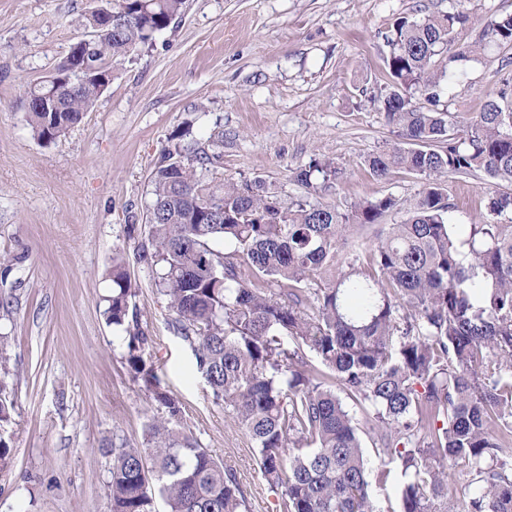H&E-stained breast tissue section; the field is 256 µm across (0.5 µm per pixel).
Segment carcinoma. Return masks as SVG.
Returning a JSON list of instances; mask_svg holds the SVG:
<instances>
[{
	"mask_svg": "<svg viewBox=\"0 0 512 512\" xmlns=\"http://www.w3.org/2000/svg\"><path fill=\"white\" fill-rule=\"evenodd\" d=\"M187 0H110L85 16L88 47L71 46L55 69L67 88L40 81L26 91L34 136L49 144L77 124L107 89L75 66L112 63L149 47L184 13ZM470 22L459 0L445 13L399 16L385 35L390 84L371 102L397 139L370 155V172L402 169L424 179L408 217L388 225L366 255L316 288L336 265L350 228L376 224L401 207L393 196L342 210L319 201L285 203L262 181L217 183L216 148L170 137L150 177L147 239L170 325L234 423L251 438L279 512H380L370 480L401 472V512H512V193L488 192L486 214L459 239L448 221L450 175L482 171L512 184V92L489 96L463 124L441 107L452 63L477 49L453 50ZM484 39L512 46V14L487 21ZM320 155L291 170L308 194L339 178ZM224 241L232 250L215 248ZM265 277L277 286L255 287ZM121 264L112 266L108 323L125 333L127 362L168 416L152 420L143 447L125 443L112 456L109 512H154L158 484L168 512H250L233 469L178 427L179 406L140 352L148 343ZM314 352L324 367L306 364ZM362 411L360 425L333 386ZM380 465L371 469L361 433ZM470 479L449 487L444 463Z\"/></svg>",
	"mask_w": 512,
	"mask_h": 512,
	"instance_id": "obj_1",
	"label": "carcinoma"
}]
</instances>
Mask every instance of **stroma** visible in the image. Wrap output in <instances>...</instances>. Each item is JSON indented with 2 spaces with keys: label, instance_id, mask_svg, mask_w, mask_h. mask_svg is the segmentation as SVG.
Wrapping results in <instances>:
<instances>
[{
  "label": "stroma",
  "instance_id": "1",
  "mask_svg": "<svg viewBox=\"0 0 512 512\" xmlns=\"http://www.w3.org/2000/svg\"><path fill=\"white\" fill-rule=\"evenodd\" d=\"M100 0H0V353L12 404L0 425L11 465L0 471V512H109L108 445H142L165 416L126 361L105 319L112 258L120 256L150 341L141 353L181 407V426L231 466L251 512H276L248 434L237 429L169 323L156 270L141 258L150 175L170 134L190 123L200 144L223 142L215 173L260 180L282 200L305 198L291 169L314 155L341 176L323 203L347 208L391 195L412 201L420 176H372L367 157L395 138L370 103L389 81L384 37L398 15L446 12L451 0H190L151 48L112 67L95 107L51 144L28 124L25 89L49 76L84 38ZM473 22L456 48L478 41L512 0H466ZM512 83V49L487 45L443 97L458 118ZM487 178H448L458 236L485 210Z\"/></svg>",
  "mask_w": 512,
  "mask_h": 512
}]
</instances>
